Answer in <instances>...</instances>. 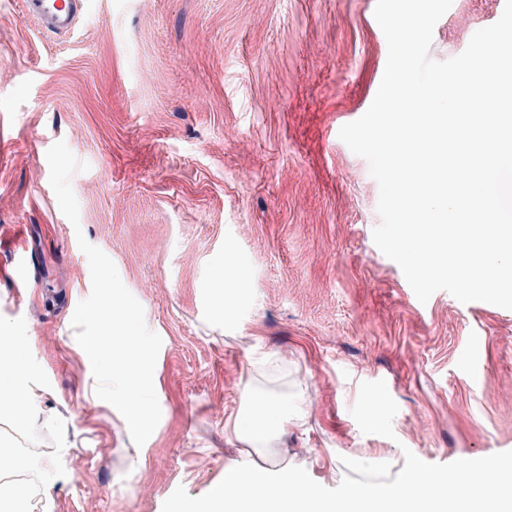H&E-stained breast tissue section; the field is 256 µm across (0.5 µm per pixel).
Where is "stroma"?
<instances>
[{
    "label": "stroma",
    "mask_w": 512,
    "mask_h": 512,
    "mask_svg": "<svg viewBox=\"0 0 512 512\" xmlns=\"http://www.w3.org/2000/svg\"><path fill=\"white\" fill-rule=\"evenodd\" d=\"M376 0H89L67 34L0 0V321L44 379L60 431L15 432L53 478L32 512H162L230 466H300L337 486L349 457L404 466L512 450V310L445 291L420 302L375 245L379 189L340 139L388 57ZM504 0H453L430 56L461 54ZM87 171L60 210L48 149ZM101 249L162 339L161 420L136 446L83 391L72 316ZM24 245L28 262L14 263ZM232 263L244 285L214 274ZM385 381L394 438L363 434L359 386ZM302 399L305 427L238 440L245 386Z\"/></svg>",
    "instance_id": "35a3bbf8"
}]
</instances>
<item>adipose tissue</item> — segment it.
I'll list each match as a JSON object with an SVG mask.
<instances>
[{
	"label": "adipose tissue",
	"mask_w": 512,
	"mask_h": 512,
	"mask_svg": "<svg viewBox=\"0 0 512 512\" xmlns=\"http://www.w3.org/2000/svg\"><path fill=\"white\" fill-rule=\"evenodd\" d=\"M13 331V325L0 323V419L21 431L36 426L53 429L56 417L44 412L37 399L46 386ZM244 398L263 409L262 418L240 412L234 419L235 435L247 443L269 445L288 427H301L306 423L301 401H288L255 387L246 388ZM50 492V483L40 473L27 470L21 457L0 454V512H30L33 501L49 497Z\"/></svg>",
	"instance_id": "obj_1"
}]
</instances>
